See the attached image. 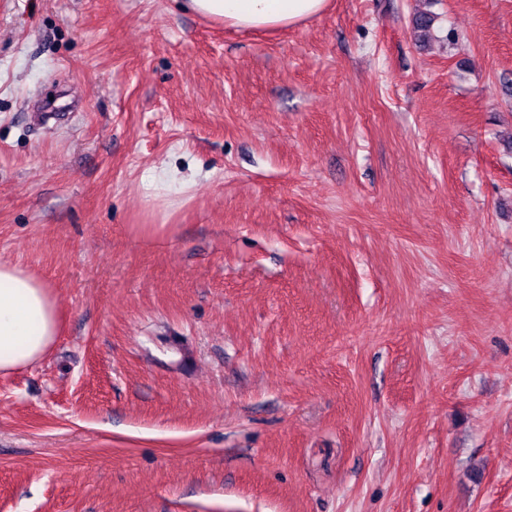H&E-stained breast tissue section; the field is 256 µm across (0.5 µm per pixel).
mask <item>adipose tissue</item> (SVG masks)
I'll list each match as a JSON object with an SVG mask.
<instances>
[{
    "instance_id": "adipose-tissue-1",
    "label": "adipose tissue",
    "mask_w": 512,
    "mask_h": 512,
    "mask_svg": "<svg viewBox=\"0 0 512 512\" xmlns=\"http://www.w3.org/2000/svg\"><path fill=\"white\" fill-rule=\"evenodd\" d=\"M195 13L243 31L274 32L321 14L327 0H186ZM60 314L48 284L27 269L0 263V375L42 358L52 348Z\"/></svg>"
}]
</instances>
